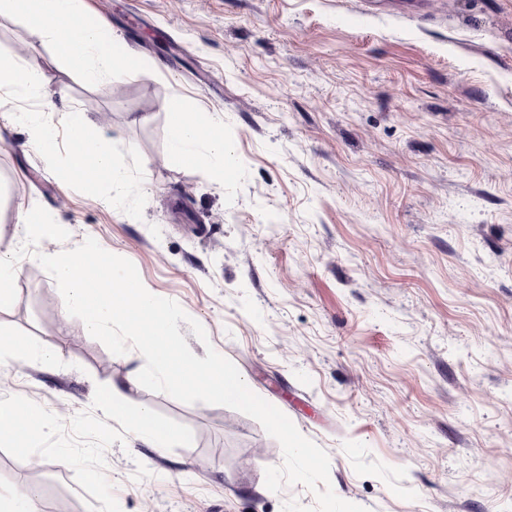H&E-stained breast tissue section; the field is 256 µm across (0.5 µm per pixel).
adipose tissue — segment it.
<instances>
[{"mask_svg":"<svg viewBox=\"0 0 512 512\" xmlns=\"http://www.w3.org/2000/svg\"><path fill=\"white\" fill-rule=\"evenodd\" d=\"M5 13L24 18L87 83L115 80L144 66L140 58L115 45L109 29L86 20L80 0H0V14ZM0 89L17 99L47 96L42 73L6 51L0 52ZM171 112V156L223 180L224 125L219 113L200 111L189 100L173 104ZM23 118L33 138L48 152L53 149L57 124L67 126L71 153L59 170L61 177L78 178L93 187L102 182L122 186L125 174L112 158V147L86 112L63 113L56 123L43 111L24 113Z\"/></svg>","mask_w":512,"mask_h":512,"instance_id":"ef3b65f1","label":"adipose tissue"}]
</instances>
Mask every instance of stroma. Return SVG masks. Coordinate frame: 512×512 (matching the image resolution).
I'll return each instance as SVG.
<instances>
[{
    "instance_id": "stroma-1",
    "label": "stroma",
    "mask_w": 512,
    "mask_h": 512,
    "mask_svg": "<svg viewBox=\"0 0 512 512\" xmlns=\"http://www.w3.org/2000/svg\"><path fill=\"white\" fill-rule=\"evenodd\" d=\"M145 61L85 84L16 16L0 50L44 75L48 99L0 90V253L42 206L66 242L91 237L129 259L144 287L205 328L249 388L330 458V483L368 512H512V0H83ZM224 120L216 181L169 154L171 105ZM89 112L127 172L123 191L63 180L59 129L45 153L20 121L45 101ZM0 333L56 351L0 357V398L70 421L96 385L145 364L115 355L68 315L33 256L16 264ZM188 426L191 445L126 435L105 452L121 512H282L283 463L262 425L226 406L141 388ZM42 480L88 512L73 469L0 450V493Z\"/></svg>"
}]
</instances>
